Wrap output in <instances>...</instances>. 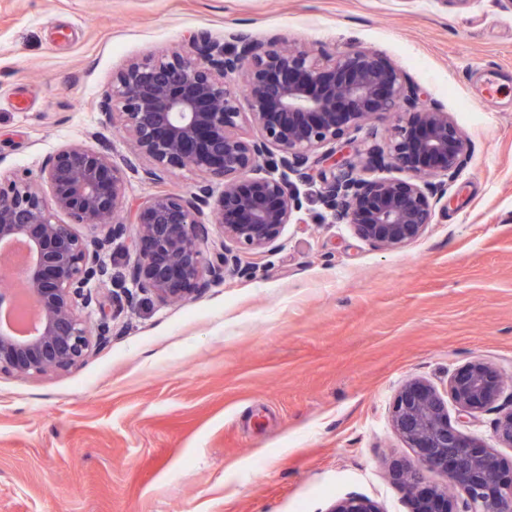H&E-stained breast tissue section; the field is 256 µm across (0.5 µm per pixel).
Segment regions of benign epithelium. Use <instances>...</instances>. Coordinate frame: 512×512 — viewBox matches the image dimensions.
Segmentation results:
<instances>
[{
	"label": "benign epithelium",
	"instance_id": "1",
	"mask_svg": "<svg viewBox=\"0 0 512 512\" xmlns=\"http://www.w3.org/2000/svg\"><path fill=\"white\" fill-rule=\"evenodd\" d=\"M228 39L197 37L188 50L148 57L120 74L112 86L119 111L108 116L127 135L130 155L116 160L69 145L47 157L37 178H0V255L18 247L26 254L15 272L3 271L20 287L0 288V313L24 301L36 314L24 333L0 321V374L32 377L80 366L109 341L105 325L92 335L89 313L130 302L129 283L167 303L247 273L241 255L275 247L304 209L300 186L315 178L330 223L351 225L380 249L414 241L434 223L472 155L470 138L439 101L409 85L373 48L286 49L277 35L258 41L240 31ZM397 112L406 121L388 138L323 165L348 130L373 128ZM245 118L257 135L242 131ZM142 161L148 179L179 168L201 180L184 194L146 198L133 220H123L127 173ZM389 168L403 177L381 175ZM56 212L71 222L56 220ZM125 238L135 257L128 274L117 275L103 254ZM228 241L238 253L224 247ZM502 397L501 372L482 360L452 375L444 393L423 379L400 387L391 422L414 459L392 461L389 472L412 497L413 512H443L450 492L460 512H512V479L503 475L497 450L448 422L450 401L458 421L469 424ZM495 432L512 447V408ZM433 471L445 474V485L428 484ZM328 512L384 509L349 495Z\"/></svg>",
	"mask_w": 512,
	"mask_h": 512
}]
</instances>
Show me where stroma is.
Returning <instances> with one entry per match:
<instances>
[{
	"label": "stroma",
	"mask_w": 512,
	"mask_h": 512,
	"mask_svg": "<svg viewBox=\"0 0 512 512\" xmlns=\"http://www.w3.org/2000/svg\"><path fill=\"white\" fill-rule=\"evenodd\" d=\"M381 50L440 101L474 155L447 209L394 250L319 204L251 271L198 299L132 305L78 368L0 375V512H328L358 494L411 512L389 475L407 380L482 359L512 389V14L493 0H0V174L66 145L119 159L107 117L130 62L223 41ZM194 174L128 175V202Z\"/></svg>",
	"instance_id": "stroma-1"
}]
</instances>
